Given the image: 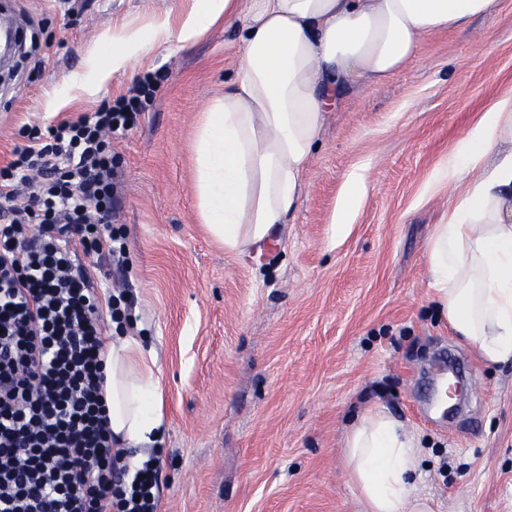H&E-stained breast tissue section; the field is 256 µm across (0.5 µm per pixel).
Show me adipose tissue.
Returning a JSON list of instances; mask_svg holds the SVG:
<instances>
[{
  "mask_svg": "<svg viewBox=\"0 0 512 512\" xmlns=\"http://www.w3.org/2000/svg\"><path fill=\"white\" fill-rule=\"evenodd\" d=\"M495 0H192L176 15L105 34L112 54L93 60L106 81L148 65L171 41L190 45L211 28L240 25L242 51L223 95L206 101L193 136L198 219L231 254L259 246L301 203L327 112L362 85H378L417 59L424 38L465 29ZM439 183L448 217L425 262L434 300L460 341L490 365L512 363V94L466 134ZM104 394L118 447L139 452L165 433L159 357L128 333L104 343ZM422 449L383 408L345 437L346 475L362 512H432L416 495Z\"/></svg>",
  "mask_w": 512,
  "mask_h": 512,
  "instance_id": "obj_1",
  "label": "adipose tissue"
}]
</instances>
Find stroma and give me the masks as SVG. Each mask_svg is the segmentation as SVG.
Returning a JSON list of instances; mask_svg holds the SVG:
<instances>
[{"label":"stroma","instance_id":"1","mask_svg":"<svg viewBox=\"0 0 512 512\" xmlns=\"http://www.w3.org/2000/svg\"><path fill=\"white\" fill-rule=\"evenodd\" d=\"M189 5L0 0V17L26 33L0 83V164L19 127L132 96L145 73L161 78L138 127L112 143V225L126 237L135 314L164 391L161 512H361L344 438L378 406L418 435L417 491L433 512H512V364L485 365L454 336L425 263L448 213L438 168L512 93V0L468 30L427 36L417 60L328 112L299 208L241 256L196 216L191 149L206 100L234 71L239 26L159 49L148 71L100 88L72 82L93 55L111 54L102 32ZM355 171L366 191L339 236L333 218ZM442 343L468 360L477 388L452 419L424 412L423 373Z\"/></svg>","mask_w":512,"mask_h":512}]
</instances>
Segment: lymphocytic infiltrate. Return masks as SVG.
<instances>
[{
  "instance_id": "lymphocytic-infiltrate-1",
  "label": "lymphocytic infiltrate",
  "mask_w": 512,
  "mask_h": 512,
  "mask_svg": "<svg viewBox=\"0 0 512 512\" xmlns=\"http://www.w3.org/2000/svg\"><path fill=\"white\" fill-rule=\"evenodd\" d=\"M128 100L26 125L0 165V512H160L159 467L125 481L103 398L100 352L134 320L109 268L112 141L139 122Z\"/></svg>"
}]
</instances>
